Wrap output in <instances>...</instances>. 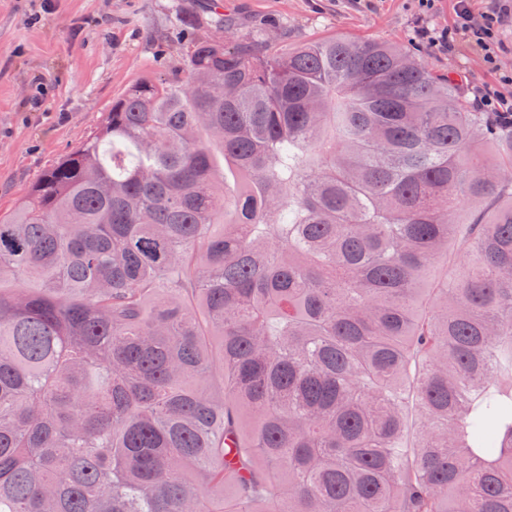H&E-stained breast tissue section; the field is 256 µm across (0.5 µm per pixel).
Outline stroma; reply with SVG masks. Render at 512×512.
Instances as JSON below:
<instances>
[{"mask_svg":"<svg viewBox=\"0 0 512 512\" xmlns=\"http://www.w3.org/2000/svg\"><path fill=\"white\" fill-rule=\"evenodd\" d=\"M211 0H0V213L83 143L113 98L136 81L177 73L188 31L179 11ZM238 36L295 44L336 35L405 45L463 87L496 85L480 50L445 53L418 28L454 32L456 0L419 14L415 0H223Z\"/></svg>","mask_w":512,"mask_h":512,"instance_id":"1","label":"stroma"}]
</instances>
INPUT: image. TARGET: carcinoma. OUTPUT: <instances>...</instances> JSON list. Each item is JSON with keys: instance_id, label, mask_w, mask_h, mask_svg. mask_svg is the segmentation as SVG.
<instances>
[{"instance_id": "1", "label": "carcinoma", "mask_w": 512, "mask_h": 512, "mask_svg": "<svg viewBox=\"0 0 512 512\" xmlns=\"http://www.w3.org/2000/svg\"><path fill=\"white\" fill-rule=\"evenodd\" d=\"M188 22L0 214V512H512V112Z\"/></svg>"}]
</instances>
